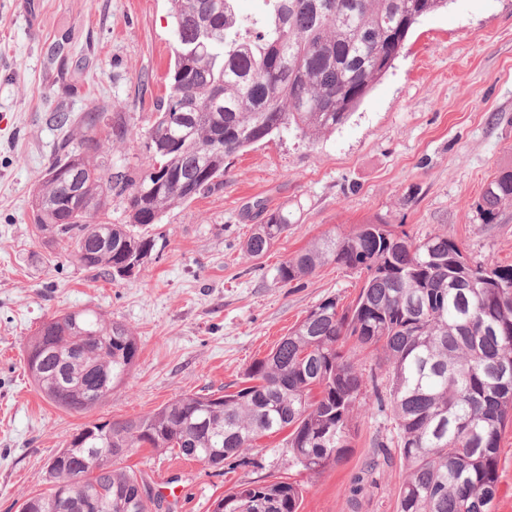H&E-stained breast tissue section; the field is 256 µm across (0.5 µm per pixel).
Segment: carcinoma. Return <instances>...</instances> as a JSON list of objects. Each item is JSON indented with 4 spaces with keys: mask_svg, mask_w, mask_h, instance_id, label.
<instances>
[{
    "mask_svg": "<svg viewBox=\"0 0 512 512\" xmlns=\"http://www.w3.org/2000/svg\"><path fill=\"white\" fill-rule=\"evenodd\" d=\"M176 38L167 98L149 130L147 170L112 171L102 141L126 133L98 108L66 138L32 194L34 221L49 241L73 248L86 269L129 277L159 257L149 228L164 213L224 184V159L282 130L315 141L335 130L391 68L408 34L447 0H268L242 18L235 0H170ZM163 172L154 175L155 164ZM81 168L72 182L63 174ZM86 209H68L73 195ZM127 223L99 221L112 196ZM512 204V170L483 188L481 219ZM292 221L270 212L245 242L262 258ZM333 261L367 273L355 301L313 306L237 389L182 395L138 419L88 422L49 461L51 488L28 512H149L143 478L119 466L133 448L172 451L212 466L234 462L257 441L291 428V462L309 472L337 465L350 447L364 379L342 348L383 355L386 381L371 374V399L389 411L405 466L397 512H491L501 428L512 418V265L471 264L446 236L422 241L384 222L326 237L277 268L299 282ZM139 355L134 333L92 309L45 321L26 349L37 391L85 414L121 386ZM300 485L247 481L224 495L223 512H298Z\"/></svg>",
    "mask_w": 512,
    "mask_h": 512,
    "instance_id": "carcinoma-1",
    "label": "carcinoma"
}]
</instances>
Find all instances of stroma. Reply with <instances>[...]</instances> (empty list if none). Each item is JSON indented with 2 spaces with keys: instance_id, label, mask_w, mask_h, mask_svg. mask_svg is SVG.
<instances>
[{
  "instance_id": "stroma-1",
  "label": "stroma",
  "mask_w": 512,
  "mask_h": 512,
  "mask_svg": "<svg viewBox=\"0 0 512 512\" xmlns=\"http://www.w3.org/2000/svg\"><path fill=\"white\" fill-rule=\"evenodd\" d=\"M169 0H0V512H19L49 483L45 463L84 423L145 416L184 394L241 382L307 311L349 305L359 273L333 263L297 284L276 269L327 234L382 221L418 240H455L472 263L512 264V205L484 223L487 181L512 170V0H448L419 19L382 80L316 142L296 132L227 158L218 191L169 211L153 234L159 260L125 279L83 268L32 222V193L64 135L56 109L112 106L127 134L101 146L113 168L149 163L146 132L166 96L174 37ZM294 227L262 259L244 243L265 210ZM90 308L131 329L140 350L126 385L77 415L34 388L24 347L54 314ZM394 423L358 407L343 461L312 474L288 465L279 437L220 468L133 449L151 512H213L241 481L279 477L303 489L299 512H396L404 477L385 462ZM493 512H512V421L502 430Z\"/></svg>"
}]
</instances>
